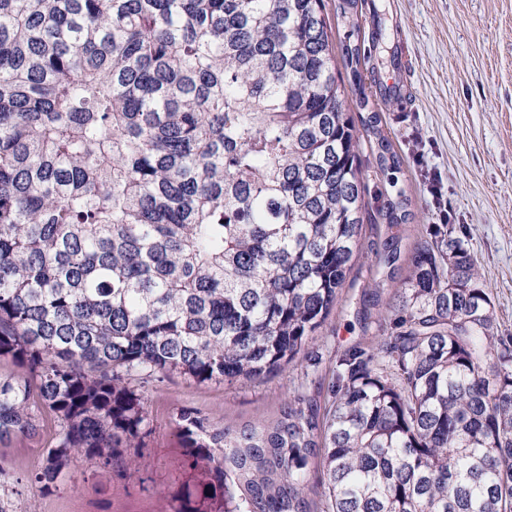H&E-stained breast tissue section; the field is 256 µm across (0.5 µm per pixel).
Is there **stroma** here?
Masks as SVG:
<instances>
[{
  "mask_svg": "<svg viewBox=\"0 0 512 512\" xmlns=\"http://www.w3.org/2000/svg\"><path fill=\"white\" fill-rule=\"evenodd\" d=\"M357 17L365 33L382 31L379 42L364 44V89L401 161L410 219L383 223L378 210L390 188L363 146L362 251L336 308L313 333L308 358L256 382L198 385L174 374L144 383L153 432L140 451L139 473L128 479L75 458L59 488L36 498L26 479L43 463L42 443H2L0 512H159L182 478L175 423L181 409L219 425L270 418L312 367V355L321 356L324 373L334 354L371 341L390 296H373L370 282L391 237L399 239V284L428 225H464L498 329L512 334V0H358Z\"/></svg>",
  "mask_w": 512,
  "mask_h": 512,
  "instance_id": "35a3bbf8",
  "label": "stroma"
}]
</instances>
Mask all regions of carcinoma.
Here are the masks:
<instances>
[{"label": "carcinoma", "instance_id": "1", "mask_svg": "<svg viewBox=\"0 0 512 512\" xmlns=\"http://www.w3.org/2000/svg\"><path fill=\"white\" fill-rule=\"evenodd\" d=\"M336 13L360 30L356 0ZM323 0H0V442L56 422L70 460L130 478L134 381L261 380L304 356L362 247L360 49ZM407 221L378 113L364 125ZM375 343L274 417L177 414L167 512H512V335L466 228L434 224ZM322 466L312 507L309 465Z\"/></svg>", "mask_w": 512, "mask_h": 512}]
</instances>
